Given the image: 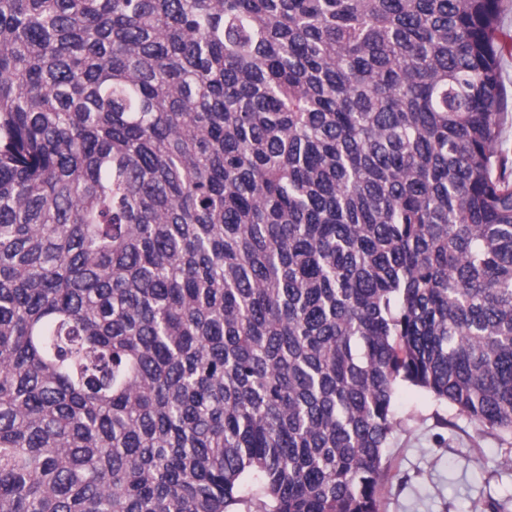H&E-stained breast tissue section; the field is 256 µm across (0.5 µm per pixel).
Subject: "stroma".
Segmentation results:
<instances>
[{"mask_svg":"<svg viewBox=\"0 0 512 512\" xmlns=\"http://www.w3.org/2000/svg\"><path fill=\"white\" fill-rule=\"evenodd\" d=\"M396 424L384 450L381 512H485L489 503L512 512V446L466 417L402 388Z\"/></svg>","mask_w":512,"mask_h":512,"instance_id":"stroma-1","label":"stroma"}]
</instances>
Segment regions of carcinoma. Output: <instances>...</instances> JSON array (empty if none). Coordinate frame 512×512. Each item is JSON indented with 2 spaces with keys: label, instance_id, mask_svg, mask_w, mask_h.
<instances>
[{
  "label": "carcinoma",
  "instance_id": "carcinoma-1",
  "mask_svg": "<svg viewBox=\"0 0 512 512\" xmlns=\"http://www.w3.org/2000/svg\"><path fill=\"white\" fill-rule=\"evenodd\" d=\"M500 0H0V512H380L402 386L512 437Z\"/></svg>",
  "mask_w": 512,
  "mask_h": 512
}]
</instances>
